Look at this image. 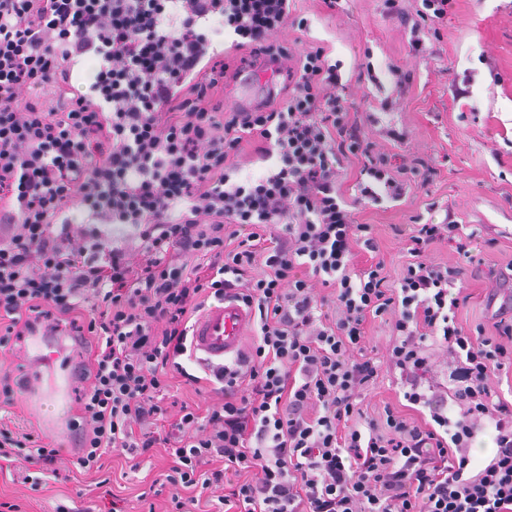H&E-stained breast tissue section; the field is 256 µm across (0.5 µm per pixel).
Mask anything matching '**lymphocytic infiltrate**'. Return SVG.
I'll use <instances>...</instances> for the list:
<instances>
[{
	"label": "lymphocytic infiltrate",
	"mask_w": 512,
	"mask_h": 512,
	"mask_svg": "<svg viewBox=\"0 0 512 512\" xmlns=\"http://www.w3.org/2000/svg\"><path fill=\"white\" fill-rule=\"evenodd\" d=\"M290 2L0 0V358L37 323L70 322L89 351L76 464L100 473L112 452L136 471L167 449L140 499L168 495V512H512V401L492 387L512 373V310L492 312L491 336L463 326L465 267L424 258L442 240L470 258L479 234L412 215L389 281L356 204L399 201L432 170L367 136L341 61L275 40L309 27ZM383 4L417 49L452 0ZM214 16L232 37L220 61ZM90 58L84 89L72 70ZM257 68L287 75L285 92L225 107V79ZM247 143L273 170L239 178ZM227 298L258 312L253 336L210 371L206 414L169 416L171 379L197 381L189 322ZM376 318L382 366L363 346ZM383 367L426 419L364 410ZM481 434L494 451L475 469ZM59 454L0 423V462L32 491Z\"/></svg>",
	"instance_id": "1"
}]
</instances>
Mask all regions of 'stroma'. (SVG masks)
Wrapping results in <instances>:
<instances>
[{
	"mask_svg": "<svg viewBox=\"0 0 512 512\" xmlns=\"http://www.w3.org/2000/svg\"><path fill=\"white\" fill-rule=\"evenodd\" d=\"M295 14L307 17L310 30L295 27L278 32L279 41L301 52L312 46L329 47L342 61L343 79H350L356 63L369 59L377 83L355 91L360 113L378 122L368 132L386 150L418 157L436 170L426 191L411 194L397 205H361L356 220L369 224L381 243L380 257L390 278H397L407 259L406 245L392 230L424 211L428 200L439 204L435 221L453 211L458 222L474 225L494 247L482 252V263L468 268V299L456 318L466 327L486 323V298L492 287L488 269L506 270L512 263V0H455L439 31H425V52L415 53L410 35L386 17L383 0H340L327 11L321 0H295ZM412 71L406 95H398L392 67ZM469 95L455 99V87ZM394 104L385 112L381 102ZM403 131L405 144L388 139L383 130ZM112 490L122 497L124 512H164L165 502H139L144 477H155L165 465L163 456L129 472L122 459L107 460ZM76 482L50 480L44 491H31L15 468L0 472V501L19 504L21 512H54L58 504H76L82 512H98L100 503L77 497Z\"/></svg>",
	"mask_w": 512,
	"mask_h": 512,
	"instance_id": "35a3bbf8",
	"label": "stroma"
}]
</instances>
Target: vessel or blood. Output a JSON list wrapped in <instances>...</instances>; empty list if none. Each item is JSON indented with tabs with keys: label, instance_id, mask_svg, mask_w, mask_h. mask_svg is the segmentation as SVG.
Returning a JSON list of instances; mask_svg holds the SVG:
<instances>
[{
	"label": "vessel or blood",
	"instance_id": "obj_1",
	"mask_svg": "<svg viewBox=\"0 0 512 512\" xmlns=\"http://www.w3.org/2000/svg\"><path fill=\"white\" fill-rule=\"evenodd\" d=\"M253 318L251 309L234 300H224L204 311L192 327V348L203 361L215 367L235 356L243 330ZM60 386L34 380L27 389L29 403L43 404L63 396Z\"/></svg>",
	"mask_w": 512,
	"mask_h": 512
}]
</instances>
